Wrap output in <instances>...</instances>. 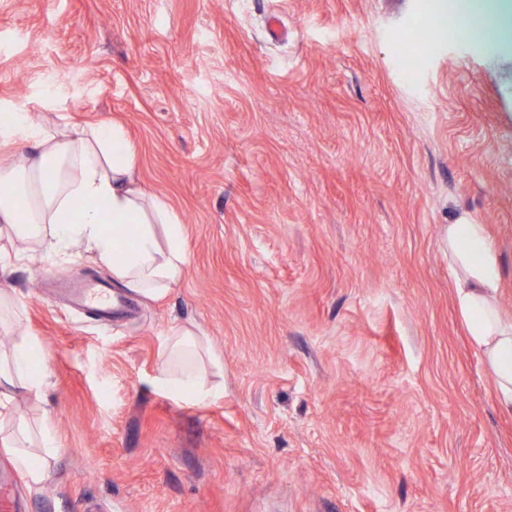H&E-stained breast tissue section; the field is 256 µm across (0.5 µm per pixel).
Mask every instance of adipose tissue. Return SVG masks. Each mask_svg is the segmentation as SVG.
Returning a JSON list of instances; mask_svg holds the SVG:
<instances>
[{"label":"adipose tissue","mask_w":512,"mask_h":512,"mask_svg":"<svg viewBox=\"0 0 512 512\" xmlns=\"http://www.w3.org/2000/svg\"><path fill=\"white\" fill-rule=\"evenodd\" d=\"M0 144L20 151L0 164V272L35 259L49 264L89 253L112 275L117 288L155 299L177 288L188 264L185 226L164 200L133 181L137 153L116 124L57 126L33 122L26 112L0 113ZM448 262L460 318L492 379L501 412L512 414V314L500 303L495 245L485 225H448ZM0 416L14 422L0 433V450L31 485L44 483L60 446L50 415L29 421L22 397L40 395L49 384L36 365L41 342L32 336L14 289L0 285ZM224 363L207 337L185 327L167 334L155 378L165 390L206 401L224 393Z\"/></svg>","instance_id":"1"}]
</instances>
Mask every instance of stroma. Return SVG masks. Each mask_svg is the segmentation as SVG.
Returning a JSON list of instances; mask_svg holds the SVG:
<instances>
[{"label": "stroma", "mask_w": 512, "mask_h": 512, "mask_svg": "<svg viewBox=\"0 0 512 512\" xmlns=\"http://www.w3.org/2000/svg\"><path fill=\"white\" fill-rule=\"evenodd\" d=\"M452 3L499 37L409 74L427 0H0V110L122 125L189 257L108 326L49 289L111 281L88 257L7 274L51 373L18 405L63 442L39 487L0 453L8 512H512V415L443 246L486 225L512 313V0ZM177 325L220 398L155 384Z\"/></svg>", "instance_id": "stroma-1"}]
</instances>
